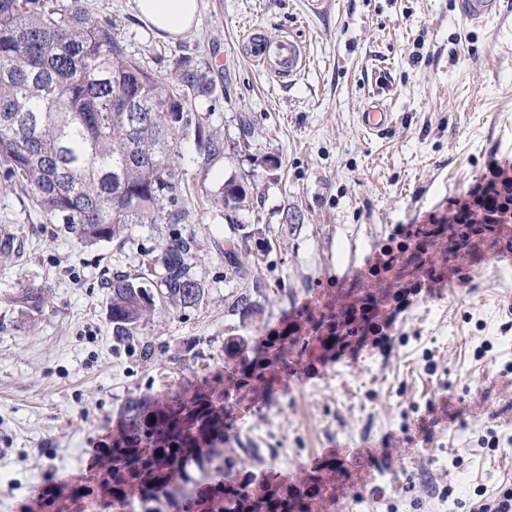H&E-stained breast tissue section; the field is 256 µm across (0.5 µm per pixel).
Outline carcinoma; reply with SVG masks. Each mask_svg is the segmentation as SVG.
Returning a JSON list of instances; mask_svg holds the SVG:
<instances>
[{
    "mask_svg": "<svg viewBox=\"0 0 512 512\" xmlns=\"http://www.w3.org/2000/svg\"><path fill=\"white\" fill-rule=\"evenodd\" d=\"M120 85L143 107L130 122L126 102L113 95ZM210 91L202 75L182 69L178 80L162 81L128 56L112 30L92 16L82 0L57 9L47 0H0V164L49 218L82 243L94 245L121 235L129 224L179 223L182 182L174 145L187 130L184 91ZM194 136L204 160L224 152V140L201 124ZM253 188L224 184V209L246 206ZM474 212L451 223L448 248L469 252L486 243L512 242V196L494 191ZM188 243L171 240L156 265L163 270V299L172 306L196 303L202 293L188 263ZM354 306L318 318L313 335L288 327L258 352L245 341L225 346L236 365L222 389L207 387L166 402L134 400L125 422L101 459L102 482L117 501H138L140 512H161L160 495L191 463L207 471L185 502L184 512H313L324 490L336 483L327 459L301 485L264 481L237 469L218 445L224 443V406L241 391H255L288 373V352L327 359L371 331L387 296L366 291ZM155 307L154 293L127 276L110 283L109 318L114 340L128 341Z\"/></svg>",
    "mask_w": 512,
    "mask_h": 512,
    "instance_id": "cac0c4a2",
    "label": "carcinoma"
}]
</instances>
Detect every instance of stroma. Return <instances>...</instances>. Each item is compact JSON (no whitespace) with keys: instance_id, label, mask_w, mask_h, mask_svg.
Returning <instances> with one entry per match:
<instances>
[{"instance_id":"35a3bbf8","label":"stroma","mask_w":512,"mask_h":512,"mask_svg":"<svg viewBox=\"0 0 512 512\" xmlns=\"http://www.w3.org/2000/svg\"><path fill=\"white\" fill-rule=\"evenodd\" d=\"M457 3L200 0L197 27L165 41L133 0H83L154 75L174 78L185 61L206 76L211 92L188 90L186 111L224 152L205 164L194 136L179 137L186 221L132 224L93 246L0 165V512H57L38 496L66 479L88 492L65 512H114L93 450L128 401L212 384L232 339L257 346L368 288L391 297L379 343L325 362L291 353L292 372L229 407L225 456L251 471L281 456L272 475L293 485L332 449L363 453L360 477L340 472L333 506L317 512H448L442 487L465 502L476 487L512 483V452L480 443L490 429L512 433V250L484 245L443 263L442 280L419 293L405 278L361 274L399 227L443 221L450 200L512 158V9L473 26ZM249 29L300 44L305 67L270 76L245 57ZM374 99L394 114L380 137L357 121ZM231 179L254 195L228 217L218 198ZM177 235L191 244L201 298L157 299L117 344L108 282L122 273L158 289L154 259ZM40 288L44 301L21 302ZM244 293L248 311L236 306Z\"/></svg>"}]
</instances>
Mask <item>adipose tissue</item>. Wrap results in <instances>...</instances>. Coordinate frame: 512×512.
Here are the masks:
<instances>
[{
    "label": "adipose tissue",
    "instance_id": "obj_1",
    "mask_svg": "<svg viewBox=\"0 0 512 512\" xmlns=\"http://www.w3.org/2000/svg\"><path fill=\"white\" fill-rule=\"evenodd\" d=\"M138 18L157 37L177 38L198 19L199 0H133Z\"/></svg>",
    "mask_w": 512,
    "mask_h": 512
}]
</instances>
